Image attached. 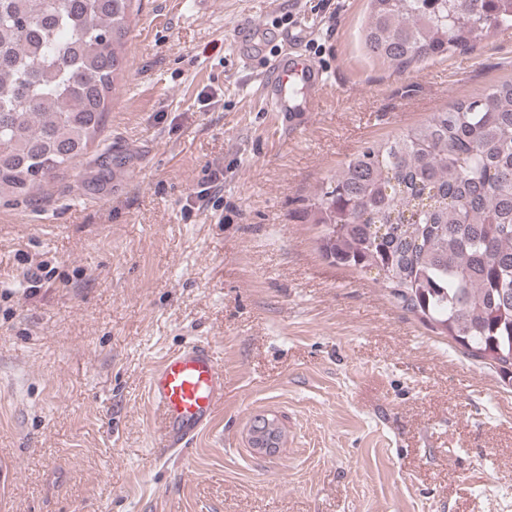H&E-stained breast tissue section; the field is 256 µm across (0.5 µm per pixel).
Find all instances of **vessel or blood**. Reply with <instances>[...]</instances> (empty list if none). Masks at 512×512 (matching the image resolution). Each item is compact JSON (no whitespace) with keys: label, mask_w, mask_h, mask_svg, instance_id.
Instances as JSON below:
<instances>
[{"label":"vessel or blood","mask_w":512,"mask_h":512,"mask_svg":"<svg viewBox=\"0 0 512 512\" xmlns=\"http://www.w3.org/2000/svg\"><path fill=\"white\" fill-rule=\"evenodd\" d=\"M308 33L300 27L280 30L281 49L268 62L269 74L261 91L270 111L285 120L314 111L326 85L322 68L304 52ZM269 38L260 24H242L239 49L244 61L264 55ZM149 397L165 427L167 448L188 447L208 426L224 396V368L209 348L190 345L155 367L147 380Z\"/></svg>","instance_id":"1"}]
</instances>
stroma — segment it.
<instances>
[{"mask_svg":"<svg viewBox=\"0 0 512 512\" xmlns=\"http://www.w3.org/2000/svg\"><path fill=\"white\" fill-rule=\"evenodd\" d=\"M368 17V0H142L100 145L0 201V512H512V383L325 260L302 216L365 143L512 81V27L399 69L367 52ZM247 21L308 29L316 111L267 110L262 64L238 59ZM191 344L223 364L224 403L169 451L147 378ZM262 415L271 455L248 445Z\"/></svg>","mask_w":512,"mask_h":512,"instance_id":"35a3bbf8","label":"stroma"}]
</instances>
